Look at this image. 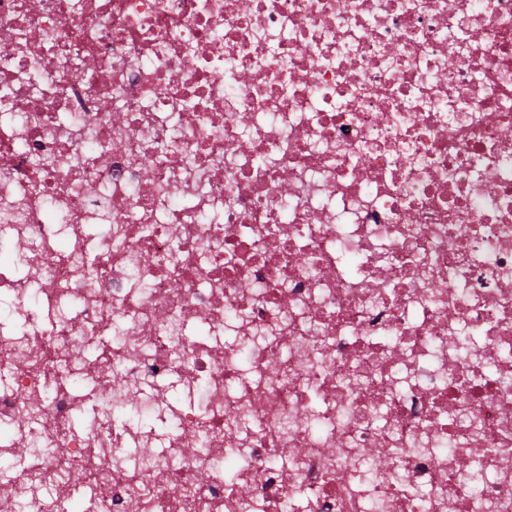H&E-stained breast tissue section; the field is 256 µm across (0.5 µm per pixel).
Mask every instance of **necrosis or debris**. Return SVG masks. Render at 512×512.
I'll return each mask as SVG.
<instances>
[{
    "label": "necrosis or debris",
    "mask_w": 512,
    "mask_h": 512,
    "mask_svg": "<svg viewBox=\"0 0 512 512\" xmlns=\"http://www.w3.org/2000/svg\"><path fill=\"white\" fill-rule=\"evenodd\" d=\"M0 45V499L512 512V0H0Z\"/></svg>",
    "instance_id": "1"
}]
</instances>
